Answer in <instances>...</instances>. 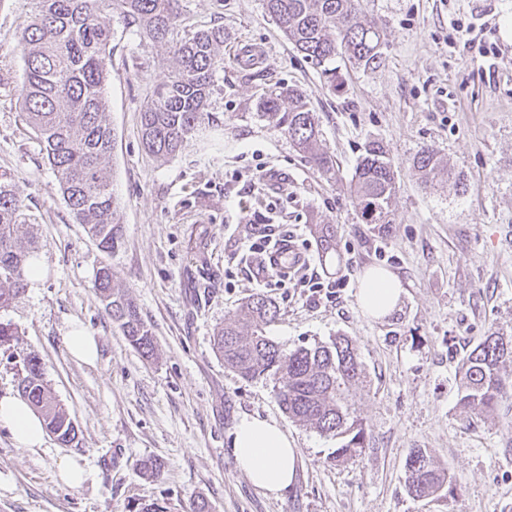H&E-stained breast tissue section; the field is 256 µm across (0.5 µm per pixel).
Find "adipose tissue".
<instances>
[{
    "label": "adipose tissue",
    "mask_w": 512,
    "mask_h": 512,
    "mask_svg": "<svg viewBox=\"0 0 512 512\" xmlns=\"http://www.w3.org/2000/svg\"><path fill=\"white\" fill-rule=\"evenodd\" d=\"M400 293L399 280L385 269L369 268L361 278L359 299L366 316L380 318L390 313ZM0 423L10 427L19 446L29 449L43 446V422L20 397L0 396ZM232 447L239 469L255 488L278 496L293 482L296 450L276 420L243 416L236 426Z\"/></svg>",
    "instance_id": "obj_1"
}]
</instances>
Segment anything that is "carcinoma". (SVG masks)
<instances>
[{
    "label": "carcinoma",
    "mask_w": 512,
    "mask_h": 512,
    "mask_svg": "<svg viewBox=\"0 0 512 512\" xmlns=\"http://www.w3.org/2000/svg\"><path fill=\"white\" fill-rule=\"evenodd\" d=\"M31 20L19 33L25 72L20 89L25 120L36 134L61 192L78 223L101 251L111 254L123 240L119 198L105 172L112 153L113 133L105 120V85L110 75L111 32L103 21L109 8L142 26L150 40L162 42L177 28L176 0H31ZM267 13L296 49L317 64L337 56L366 67L381 57L382 31L359 17V0H263ZM224 27L198 29L174 45L177 66L157 83L140 116L145 150L158 158L172 157L196 137L209 118L217 76L224 71ZM259 116L282 129L305 160L323 174L333 170L332 158L318 147V120L306 96L280 89L259 99ZM413 168L430 185L454 178L436 152L423 150ZM395 175L384 147L365 146L351 183V195L366 224L393 223L390 203ZM22 200L14 175L0 170V308L21 298L27 288L30 259L37 242L18 243ZM94 290L123 336L146 357L154 354V337L136 303L128 297L109 265L95 277ZM278 309L263 294L252 296L237 319L224 324L214 346L224 364L244 379L270 372L281 375L277 399L289 419L310 425L334 438L335 462H344L363 447L366 429L348 404L350 389L364 381L365 370L351 340L338 336L328 342L285 350L266 336ZM512 362V339L492 332L462 359L459 404L489 413L512 396V380L503 374ZM20 397L39 413L46 429L63 445L73 443L77 429L68 411L43 379L40 361H23ZM410 494L427 499L452 489L447 472L421 448L406 460Z\"/></svg>",
    "instance_id": "cac0c4a2"
}]
</instances>
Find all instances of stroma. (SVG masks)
I'll return each instance as SVG.
<instances>
[{
	"instance_id": "stroma-1",
	"label": "stroma",
	"mask_w": 512,
	"mask_h": 512,
	"mask_svg": "<svg viewBox=\"0 0 512 512\" xmlns=\"http://www.w3.org/2000/svg\"><path fill=\"white\" fill-rule=\"evenodd\" d=\"M364 18L385 33L381 63L339 59L335 74L297 51L262 0H179L174 38L190 28H224V82L202 140L178 154H146L140 113L154 85L175 67L170 43H156L116 12L105 88L113 130L107 172L120 198L121 246L101 252L70 212L19 90L24 62L17 34L30 0H0V169L15 176L27 231L46 274L0 309L16 339L0 346V395L17 394L27 356L38 357L56 399L78 430L72 445L46 435L19 447L0 424V512H131L157 502L189 512H512V398L493 414L459 404L461 361L489 332L512 336V0H361ZM305 91L319 120V146L335 170L313 169L280 129L258 115L275 87ZM393 165L394 222L363 223L350 184L366 143ZM432 149L464 177L425 185L413 157ZM267 166V177L254 173ZM290 230L321 274L358 265L348 287L310 303L303 288H261L248 252L252 227ZM336 239L322 259L317 238ZM110 265L150 325L155 353L143 356L105 312L93 282ZM381 267L402 292L385 317L364 315L358 298L367 268ZM279 308L266 332L283 348L345 336L365 367L348 402L367 430L359 455L333 462L335 439L293 422L280 408L278 380H245L213 349V336L256 293ZM81 323L99 360L71 355ZM246 415L276 419L292 439L295 478L278 498L241 472L232 439ZM425 449L451 491L414 499L405 484L409 453ZM65 456L83 457L84 483L58 480ZM159 476L138 470L144 458Z\"/></svg>"
}]
</instances>
